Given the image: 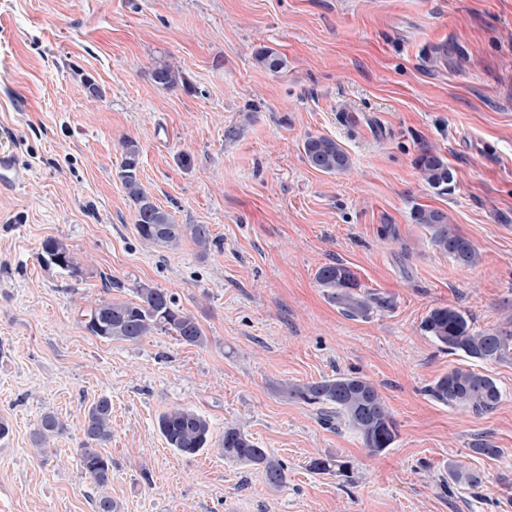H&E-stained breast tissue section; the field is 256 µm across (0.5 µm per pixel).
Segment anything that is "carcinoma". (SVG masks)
<instances>
[{
    "label": "carcinoma",
    "mask_w": 512,
    "mask_h": 512,
    "mask_svg": "<svg viewBox=\"0 0 512 512\" xmlns=\"http://www.w3.org/2000/svg\"><path fill=\"white\" fill-rule=\"evenodd\" d=\"M257 61L271 72L284 66L281 56L264 49ZM154 81L164 87H175L179 76L166 65L153 72ZM122 156L119 176L135 208V228L140 240L151 246L174 249L185 239H190L205 253L214 243L209 228L204 224H179L173 216L158 206L140 181L141 146L132 138L121 142ZM304 159L312 168L335 174L350 167L347 152L332 138L310 136L303 142ZM415 165L422 179L432 188L440 189L453 179L448 163L437 151L426 148L420 152ZM413 221L427 228L433 245L463 266L477 261L473 243L457 234L448 224L446 215L436 209L418 207ZM42 259L77 277L80 267L66 246L55 239L42 244ZM319 285L336 303L340 311L351 318H366L375 309H388L391 302L376 293L361 289L355 274L346 266L336 263L321 267L316 274ZM137 300H100L88 307L83 314L84 328L94 336L112 341L138 342L156 331L175 334L182 343L202 347L207 337L196 320L182 312L173 295L161 288L142 285L136 289ZM421 329L433 337L450 353L461 352L478 361L491 363L512 362L511 331H475L465 315L452 307H437L429 311L421 322ZM275 391L288 401L318 408L325 422L343 421L354 430L371 454H381L392 447L398 436L394 420L377 387L360 376L342 375L323 377L311 382H283ZM435 401L450 407H467L476 413L496 409L502 401V392L489 376L465 367H455L439 377L426 389ZM158 428L168 447L191 456L212 445L209 422L197 412L174 406L158 418ZM66 425L55 414L42 416L33 433V442L39 448L63 434ZM81 464L92 482L104 489L110 482L112 460L102 455L97 446L112 437V402L101 397L84 413L82 423ZM224 458L247 466L262 469L267 484L272 488L287 480L286 466L255 444L240 428L229 426L217 443ZM310 467L317 473L338 475L350 481L354 468L338 456L325 455L313 459ZM453 478L463 480L471 487L483 483L475 471L453 464L449 467Z\"/></svg>",
    "instance_id": "1"
}]
</instances>
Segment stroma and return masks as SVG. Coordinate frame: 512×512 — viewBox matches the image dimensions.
<instances>
[{
	"mask_svg": "<svg viewBox=\"0 0 512 512\" xmlns=\"http://www.w3.org/2000/svg\"><path fill=\"white\" fill-rule=\"evenodd\" d=\"M264 48L283 69L256 61ZM162 65L177 87L154 82ZM345 106L382 137L340 119ZM310 136L336 140L349 170L308 167ZM127 138L155 202L208 225L207 254L139 240L119 178ZM0 139L29 169L0 193V419L12 429L0 512H94L81 427L101 397L121 512H512V363L448 353L421 329L449 306L474 330L512 331V0H0ZM425 148L447 161L446 189L416 169ZM420 206L474 244V266L436 250L412 219ZM49 238L81 276L42 260ZM336 263L391 308L343 316L316 278ZM143 284L173 294L207 345L85 330L83 310L135 300ZM456 367L493 378L499 408L428 396ZM351 373L397 423L382 454L274 389ZM175 405L214 438L243 429L286 482L271 488L212 448H168L157 420ZM48 412L67 430L40 457L32 435ZM481 440L497 455L474 453ZM328 453L352 463L353 482L310 470ZM454 462L482 485L453 480Z\"/></svg>",
	"mask_w": 512,
	"mask_h": 512,
	"instance_id": "obj_1",
	"label": "stroma"
}]
</instances>
